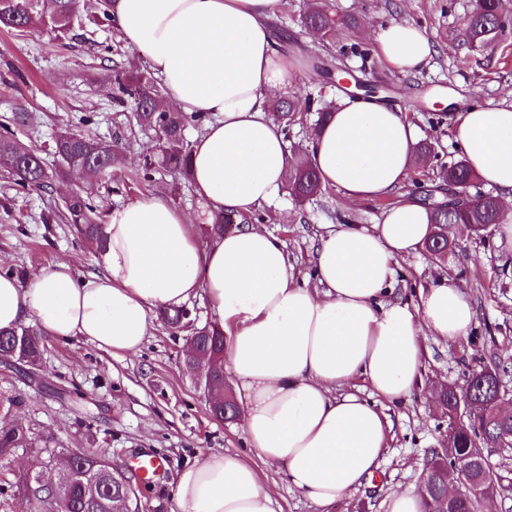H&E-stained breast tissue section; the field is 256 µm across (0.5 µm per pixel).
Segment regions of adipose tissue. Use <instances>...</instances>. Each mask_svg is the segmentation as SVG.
I'll return each instance as SVG.
<instances>
[{
  "instance_id": "adipose-tissue-1",
  "label": "adipose tissue",
  "mask_w": 512,
  "mask_h": 512,
  "mask_svg": "<svg viewBox=\"0 0 512 512\" xmlns=\"http://www.w3.org/2000/svg\"><path fill=\"white\" fill-rule=\"evenodd\" d=\"M280 0H112L127 45L144 51L168 101L206 119L190 145L191 183L214 210L239 215L276 200L289 157L269 99L298 62L275 47L267 20ZM376 56L404 74L428 66L433 48L415 25L392 22ZM455 142L472 172L512 200V109H458ZM416 133L405 112L376 97H340L307 145L321 183L361 203L407 180ZM427 210L407 199L381 223L320 238L316 287L298 283L284 243L253 224L200 243L186 215L152 196L114 208L101 226L96 272L58 261L17 280L0 275V329L25 323L112 353L137 351L154 311L205 294L227 338L224 365L244 405L243 427L259 462L209 453L178 475L175 512H274L259 464L321 512L369 482L389 447L387 415L358 386L388 402L422 384L423 336L466 337L474 310L451 284L418 302L387 299L397 258L421 249Z\"/></svg>"
}]
</instances>
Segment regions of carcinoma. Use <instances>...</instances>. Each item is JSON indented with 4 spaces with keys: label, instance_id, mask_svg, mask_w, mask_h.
I'll return each instance as SVG.
<instances>
[{
    "label": "carcinoma",
    "instance_id": "carcinoma-1",
    "mask_svg": "<svg viewBox=\"0 0 512 512\" xmlns=\"http://www.w3.org/2000/svg\"><path fill=\"white\" fill-rule=\"evenodd\" d=\"M79 17L80 0H0V26L19 32L36 25L65 32ZM343 23L345 20L337 17L325 0H312L301 16L304 27L324 37L331 36ZM504 31L500 0H478L466 25L469 45L484 47L499 40ZM105 80L117 87L115 100L122 102L127 97L133 101L136 125L155 132V140L146 146L145 171L160 168L184 177L190 175L189 148L184 142V131L189 124L202 125L204 118L158 108L157 100L162 98L163 85L143 72L116 68L106 74ZM271 109L279 119L291 122L298 113L311 111L312 102L308 97H281L272 102ZM54 154L60 158L63 167L53 173L47 170L38 149L0 134V168L24 190H47L51 181L64 175L68 168L81 172L90 181L97 180L121 164L123 144L116 139L104 145L86 133L63 132L54 143ZM441 173L442 180H451L463 191L475 183L474 174L462 159L450 162L448 167L441 168ZM321 188L317 172L301 156L291 155L289 194L306 200L318 195ZM474 197L475 203L470 207L451 209L434 205L430 208L434 231L426 248L432 256L439 257L447 251V229L456 224L468 225L476 236L483 237L487 234L484 225L501 223L504 213L497 197L481 193ZM64 217L82 238L91 243L99 242L100 224L85 191L79 190L68 196ZM243 223L242 215L217 212L209 224L207 236L221 235L224 230ZM197 334L200 335L199 356L192 363L201 369L204 386L220 388L224 378V345L215 347L207 340L219 332L204 326L197 330ZM42 336L38 329L25 326L1 329L0 351L12 353L33 370L41 362ZM489 370L497 373L499 367L476 369L462 387L439 394L440 404L448 416V440L452 441V447L431 452L428 460L435 476V488L432 493L426 492V497L431 500L428 508L433 512L438 508L435 498L447 490L448 469L457 470L462 481L470 486L473 479L472 448L479 444L488 449L496 443L512 442V415L497 409L496 385L489 379L479 378L480 372ZM459 395L470 399L475 410L474 422L458 423L455 410ZM34 447L35 442L22 425L0 428V458L12 455L18 448ZM110 474L112 467L98 464L94 453L88 452L76 458L70 467L60 469L57 479L50 485L37 483L38 472L19 476L17 484L25 499L26 512H118L120 498L118 490L112 488ZM484 504L481 495L465 489L461 498L462 512H482Z\"/></svg>",
    "mask_w": 512,
    "mask_h": 512
}]
</instances>
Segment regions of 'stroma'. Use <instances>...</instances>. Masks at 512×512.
<instances>
[{"instance_id": "stroma-1", "label": "stroma", "mask_w": 512, "mask_h": 512, "mask_svg": "<svg viewBox=\"0 0 512 512\" xmlns=\"http://www.w3.org/2000/svg\"><path fill=\"white\" fill-rule=\"evenodd\" d=\"M338 15L353 19L351 29L325 39L300 23L305 0H283L271 19L274 34H287L278 50L305 61L288 92L314 103L337 101L347 83L382 84V101L401 106L414 125L419 144L429 146L426 163L414 166L406 182L391 196L351 204L332 188L300 202L282 195L273 205L250 213L249 221L265 227L284 243L296 269L313 282L314 255L326 228L346 229L380 223L384 212L414 194L416 184L438 185L442 166L456 160L452 114L472 103L512 104V29L495 46L472 50L463 32L476 0H331ZM98 0H85V21L64 36L39 28L21 34L0 27V128L37 147L48 169L59 166L52 152L63 130L83 131L102 140L121 137L125 159L120 170L89 185L99 216L113 208L154 195L165 197L194 224L211 223L190 182L166 172L143 180L144 147L152 132L140 130L131 104L117 105L109 85L97 74L120 65L145 69L144 54L126 45L111 24L91 23ZM396 20L423 29L433 43L429 65L417 74L387 69L376 58L379 26ZM324 62L348 81H328L313 66ZM449 95L450 105L439 102ZM26 122L16 123L17 107ZM79 178L53 179L51 189L16 193L0 175V273L25 279L56 261H68L80 275L94 271L95 251L61 215L62 199ZM454 247L435 258L426 252L398 260L392 283L396 298L416 297L418 289L446 280L461 288L475 321L468 336L454 341L426 338L423 385L407 402L386 405L392 441L377 475L351 490L331 512H384L393 492L418 488L432 449L445 444L448 421L437 392L446 384H463L471 370L496 359L512 386V261L494 237L452 232ZM187 335L153 316L140 350L112 355L85 341L48 338L37 381L0 367V395L17 398L0 413V427L19 423L37 443L55 439L64 451H106L128 467L153 455L166 463L164 478L143 485L140 512H171L174 485L181 469L200 455L232 451L251 455L242 421L214 419L196 387V371L185 363Z\"/></svg>"}]
</instances>
